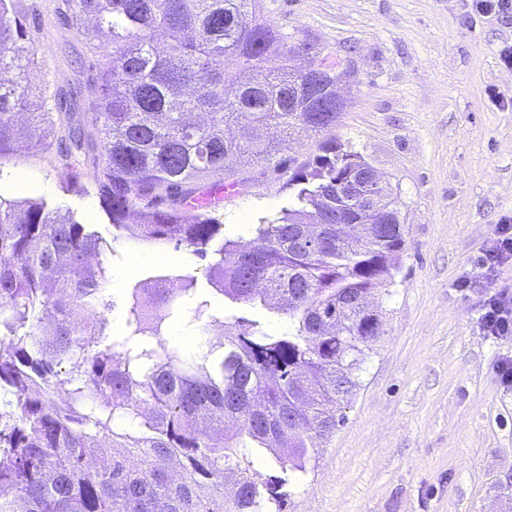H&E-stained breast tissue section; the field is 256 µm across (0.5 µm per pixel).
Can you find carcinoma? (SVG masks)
I'll list each match as a JSON object with an SVG mask.
<instances>
[{
    "label": "carcinoma",
    "mask_w": 512,
    "mask_h": 512,
    "mask_svg": "<svg viewBox=\"0 0 512 512\" xmlns=\"http://www.w3.org/2000/svg\"><path fill=\"white\" fill-rule=\"evenodd\" d=\"M62 2L88 44L107 41L88 87L91 129L29 83L33 33L20 0H0V174L65 141L61 188L87 194L84 159L101 149L93 180L112 241L186 250L207 262V287L157 276L177 287L147 302L138 281L113 336L106 317L76 316L115 307L107 240L69 209L0 195V512L280 510L384 336L374 290L405 247L397 195L387 181L374 189L394 223L373 236L336 223V203L357 209L338 191L361 154L336 141V113L288 105L304 48L259 22V0ZM302 133L320 136L318 153L288 177V204L250 240L225 236L201 185H238L237 167L274 162ZM247 309L283 315L288 329ZM177 320L197 348L164 338ZM262 451L280 472L258 482L242 462Z\"/></svg>",
    "instance_id": "1"
}]
</instances>
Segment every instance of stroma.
<instances>
[{"label": "stroma", "instance_id": "obj_1", "mask_svg": "<svg viewBox=\"0 0 512 512\" xmlns=\"http://www.w3.org/2000/svg\"><path fill=\"white\" fill-rule=\"evenodd\" d=\"M59 0H22L35 31L29 78L47 94L79 89L94 75V53L69 27ZM260 20L289 42L317 43L352 72L336 138L362 153L396 187L406 246L392 282L379 288L385 334L359 375L345 421L321 448L308 479L283 512H512V385L497 365L512 336L480 329L486 298L512 289V263L487 270L483 252L502 216L512 215V71L497 60L512 42V19H464L463 0H260ZM75 123L91 99H73ZM317 151L302 135L281 152L280 169L240 172L237 192L218 207L226 235L288 203L292 166ZM56 152L0 172V196L44 198L77 210L111 237L95 195L62 192ZM26 173L16 187L17 173ZM108 257L112 333L124 329L120 301L136 281L201 274L203 261L161 258L132 239ZM141 263L129 270L131 250Z\"/></svg>", "mask_w": 512, "mask_h": 512}]
</instances>
